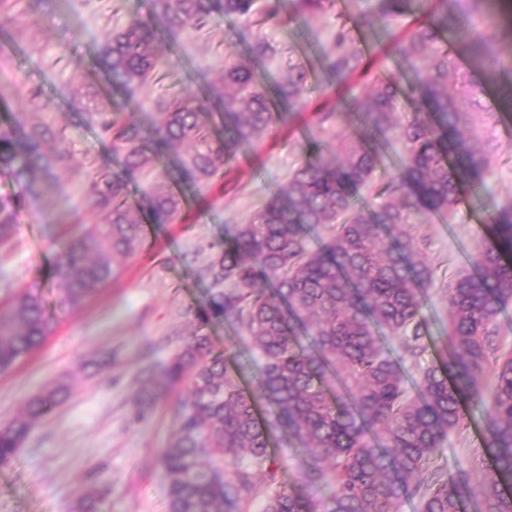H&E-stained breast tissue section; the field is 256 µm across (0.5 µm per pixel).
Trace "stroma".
<instances>
[{
	"label": "stroma",
	"mask_w": 512,
	"mask_h": 512,
	"mask_svg": "<svg viewBox=\"0 0 512 512\" xmlns=\"http://www.w3.org/2000/svg\"><path fill=\"white\" fill-rule=\"evenodd\" d=\"M370 0H341L331 18L301 21L285 28L259 27L227 18L204 29L160 31L161 63L154 79L135 101L125 102L126 116L154 133L159 94L179 89L202 96L224 70V57L246 55L256 36L277 50L268 64L269 79L281 78L294 64L311 74L314 90L253 150L231 163L221 182L185 191L187 206L171 224L148 227L142 251L117 260L119 275L83 306H60L55 273L56 241L76 232L69 209L84 219L87 181L95 170L121 171L122 158L103 145L85 117L101 102L122 101L98 55L106 34L147 16L151 0H16L10 23L0 25V127L25 111V95L39 91L48 107L43 122L65 129L53 147L69 163L56 170L40 197L27 199L13 238L0 251V308L25 290L42 294L53 325L44 343L9 371L0 373V428L11 423L27 399L53 383L70 389L67 401L38 421L15 458L0 465V512H74L92 488L103 496L102 512H168V477L163 449L189 400L182 384L164 392L148 409L137 403L142 372L163 381L175 352L191 327V307L209 293L200 269L211 260L212 243L231 239L249 222L261 198L285 183L302 161V148L318 128V113L331 108L343 115L337 134L357 128L364 110L361 96L340 99L324 69L336 25L353 23ZM495 141L485 188L467 196L455 218L431 217L410 234L428 236L424 258L448 273L473 271L483 244L472 231L474 216L490 217L512 198V117L492 121ZM215 348L242 355L244 378L261 359L250 336L224 321L212 328ZM467 428L449 432L440 450L452 479L478 484L483 459L475 429H488L480 407L467 405Z\"/></svg>",
	"instance_id": "obj_1"
}]
</instances>
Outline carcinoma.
<instances>
[{
    "label": "carcinoma",
    "mask_w": 512,
    "mask_h": 512,
    "mask_svg": "<svg viewBox=\"0 0 512 512\" xmlns=\"http://www.w3.org/2000/svg\"><path fill=\"white\" fill-rule=\"evenodd\" d=\"M154 16L135 18L107 35L100 56L113 84L136 98L158 63L157 23L174 32L224 17L279 26L330 16L335 0H153ZM490 15L489 0H373L362 20L336 25L325 64L337 88L360 85L367 100L359 130L336 140L337 163L324 161L327 132L342 113L324 110L308 135L305 161L236 228L213 245L205 268L211 289L194 311V328L166 378L143 379V404L184 380L190 403L162 455L169 476V512H398L408 496L419 512H461L481 499V512H512V348H504L497 318L512 304V200L490 217V236L473 263L475 274L452 278L421 258L425 237L405 231L432 215L452 216L462 189L475 185L488 160L478 147L486 119L467 121L461 100H480L504 70L495 43L475 33ZM412 17L405 28L404 17ZM379 42L402 65L397 75L372 72L377 57L356 45L353 29ZM275 49L258 36L245 59L224 61L205 98L165 93L156 102V131L146 134L106 102L88 113L98 139L123 157L127 172L149 174L176 158L174 176L157 175L139 206L127 202L121 173L96 172L86 189L93 222L60 242L56 273L61 302L74 309L116 275V258L142 248L146 225L178 218L185 205L175 183L208 187L224 167L253 147L309 92L301 65L280 82L265 77ZM413 102L400 114L399 97ZM21 112L0 132V169L21 192L0 197V248L12 238L24 196H38L40 171L50 177L65 156L43 144L65 130L27 125ZM401 140L402 173L376 185L377 140ZM328 233L311 245V231ZM441 285L448 309L442 353L426 368L428 289ZM229 320L243 327L262 358L254 388L238 379L234 356L214 348L210 328ZM51 318L41 295L23 291L0 310V372L39 348ZM389 332L402 355L383 345ZM419 369L415 387L405 362ZM69 389L34 393L24 411L0 428V464L9 462L33 425L63 403ZM489 418L483 474L475 486L448 478L437 453L448 433L467 426L462 402ZM306 460L297 480L279 472L288 452H270L273 432ZM329 490L321 498L318 491Z\"/></svg>",
    "instance_id": "carcinoma-1"
}]
</instances>
